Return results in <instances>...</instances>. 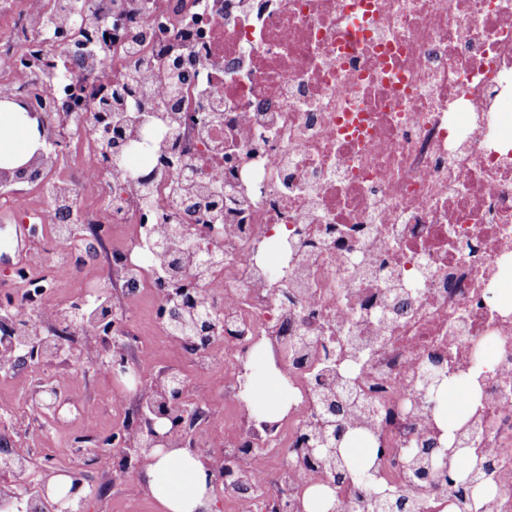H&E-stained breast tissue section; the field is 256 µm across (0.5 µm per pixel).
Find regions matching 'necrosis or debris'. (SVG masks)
I'll return each mask as SVG.
<instances>
[{"instance_id": "4bbe7bcc", "label": "necrosis or debris", "mask_w": 512, "mask_h": 512, "mask_svg": "<svg viewBox=\"0 0 512 512\" xmlns=\"http://www.w3.org/2000/svg\"><path fill=\"white\" fill-rule=\"evenodd\" d=\"M82 15L97 39L53 40L49 30L70 26L57 0H21L12 38L0 40V89L56 114L36 167L44 204L9 215L44 225L47 240L16 269L0 325L17 330L36 316L105 354L100 316L75 323L56 304L50 270L65 255L98 269L96 302L111 308L139 370L148 348L135 302L149 290L176 305L179 289H196L224 328L188 354L224 400L189 410L192 437L207 448L210 431L223 430L225 456L247 474L246 490H224L247 498L248 512H295L310 487L334 483L294 449L298 433L320 425L326 393L351 402L384 447L373 481L411 493L418 480L398 458L441 442L423 386L443 361L454 376L478 378L460 435L490 460L482 481L495 496L479 510L438 478L416 512L440 500L453 512H512L501 481L512 474V306L490 301L512 278V153L498 147L512 92V0H122L118 9L86 0ZM132 44L141 53L126 64L140 73L139 93L112 123L129 141L156 136L147 154L108 166L98 127L76 141L69 126L90 110L85 75ZM161 81L180 95L160 107ZM75 146L90 162L54 176ZM130 171L157 174L154 210ZM219 194L216 214L205 202ZM89 197L101 209H84ZM67 207L80 223L56 225ZM171 223L196 234L169 235ZM159 240L176 266L153 257ZM214 247L222 261L197 268V254ZM275 344L288 413L267 432L241 380L252 354ZM287 448L280 475L274 463Z\"/></svg>"}]
</instances>
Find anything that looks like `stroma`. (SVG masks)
I'll use <instances>...</instances> for the list:
<instances>
[{
  "label": "stroma",
  "instance_id": "35a3bbf8",
  "mask_svg": "<svg viewBox=\"0 0 512 512\" xmlns=\"http://www.w3.org/2000/svg\"><path fill=\"white\" fill-rule=\"evenodd\" d=\"M155 307V301L148 295L143 296L138 304L142 340L152 348L147 360L148 374H155L170 366L183 367L191 371L192 383L198 390L199 398H206L210 386L208 374L194 370L187 353L177 343L153 334L150 322ZM117 386V381L112 379L109 372L100 368L90 370L85 377L70 385L71 392L89 407L85 418L80 420L75 414L68 413L56 420L43 417L29 405L36 381L29 373H18L0 380V430L9 431L11 448L15 453L27 457L30 473L38 472L49 453L62 466L83 464L84 458L75 439L86 427L102 436H111L121 415L104 405L102 399ZM113 473V464L109 461L89 469V479L97 494L86 503L84 512H127L128 501L133 497L139 500V512H159L153 499L138 494L137 472L126 473L120 480L114 479Z\"/></svg>",
  "mask_w": 512,
  "mask_h": 512
}]
</instances>
